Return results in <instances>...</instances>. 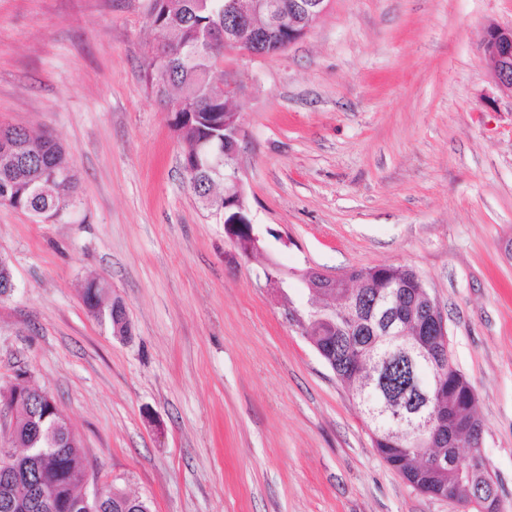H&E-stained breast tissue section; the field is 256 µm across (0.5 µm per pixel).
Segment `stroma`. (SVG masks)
<instances>
[{
  "label": "stroma",
  "instance_id": "35a3bbf8",
  "mask_svg": "<svg viewBox=\"0 0 512 512\" xmlns=\"http://www.w3.org/2000/svg\"><path fill=\"white\" fill-rule=\"evenodd\" d=\"M150 0H0V125L78 176L57 220L0 205V384L48 392L99 478L153 512H462L380 457L362 407L261 272L412 268L474 387L512 512V95L481 48L512 0H330L283 52H234L246 259L181 169L146 58ZM107 280L132 334L83 304Z\"/></svg>",
  "mask_w": 512,
  "mask_h": 512
}]
</instances>
